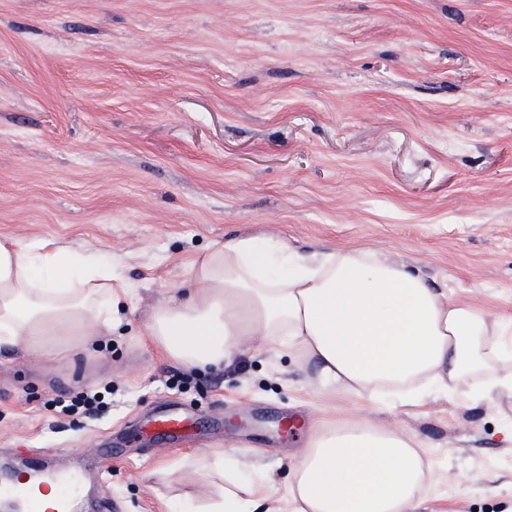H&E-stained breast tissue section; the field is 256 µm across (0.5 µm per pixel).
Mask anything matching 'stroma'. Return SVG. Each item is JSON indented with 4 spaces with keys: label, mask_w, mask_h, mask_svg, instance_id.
<instances>
[{
    "label": "stroma",
    "mask_w": 512,
    "mask_h": 512,
    "mask_svg": "<svg viewBox=\"0 0 512 512\" xmlns=\"http://www.w3.org/2000/svg\"><path fill=\"white\" fill-rule=\"evenodd\" d=\"M248 233L378 250L512 317V0H0V237L137 290L67 359L0 346V459L81 469L90 512H195L219 451L281 484L322 419H398L442 475L423 512H512V397L408 413L271 342L219 373L156 349L154 303ZM164 411L197 438L144 433Z\"/></svg>",
    "instance_id": "35a3bbf8"
}]
</instances>
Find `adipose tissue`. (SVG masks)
I'll return each mask as SVG.
<instances>
[{
	"label": "adipose tissue",
	"instance_id": "ef3b65f1",
	"mask_svg": "<svg viewBox=\"0 0 512 512\" xmlns=\"http://www.w3.org/2000/svg\"><path fill=\"white\" fill-rule=\"evenodd\" d=\"M189 277V293L147 319L155 344L185 368L230 367L245 342L262 339L295 353L329 394L385 392L407 408L423 405L428 386L512 394L499 319L448 300L382 252L302 256L285 241L240 235L193 262ZM128 293L67 245L0 239V345L65 359L118 327ZM432 474L401 429L331 422L284 487L230 478L203 512H415Z\"/></svg>",
	"mask_w": 512,
	"mask_h": 512
}]
</instances>
